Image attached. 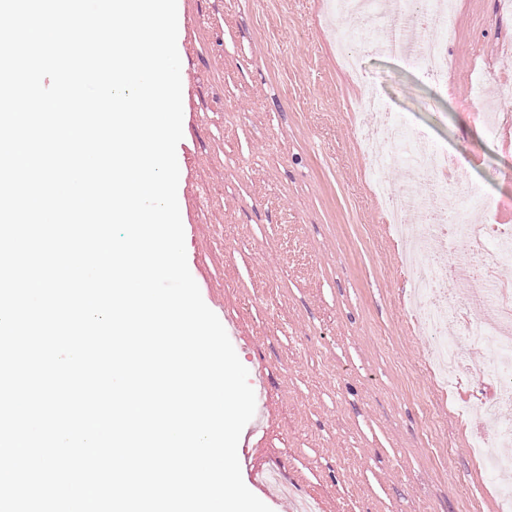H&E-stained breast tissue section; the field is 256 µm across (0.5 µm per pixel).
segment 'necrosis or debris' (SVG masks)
<instances>
[{
	"instance_id": "4bbe7bcc",
	"label": "necrosis or debris",
	"mask_w": 512,
	"mask_h": 512,
	"mask_svg": "<svg viewBox=\"0 0 512 512\" xmlns=\"http://www.w3.org/2000/svg\"><path fill=\"white\" fill-rule=\"evenodd\" d=\"M333 16H349L334 29L346 67L365 86L356 102L353 136L371 173L395 165L404 171L396 188L376 179L373 193L383 220L405 243L403 257L416 287L407 309L429 340L431 355L449 386L493 378L495 386L462 410L483 417L472 440L501 477L512 475V225L480 224L471 210L482 196L468 185L457 197L459 166L447 149L401 120L367 88L362 55L379 53L440 77L448 72V23L454 0H332ZM451 248L446 263H430L431 243Z\"/></svg>"
}]
</instances>
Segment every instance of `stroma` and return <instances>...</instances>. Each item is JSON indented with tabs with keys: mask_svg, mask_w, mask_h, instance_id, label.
Wrapping results in <instances>:
<instances>
[{
	"mask_svg": "<svg viewBox=\"0 0 512 512\" xmlns=\"http://www.w3.org/2000/svg\"><path fill=\"white\" fill-rule=\"evenodd\" d=\"M324 0H179L188 85L176 150L187 264L206 281L256 408L238 458L272 512H497L498 487L403 315L412 280L352 136L361 92ZM512 9L457 0L443 81L378 54L362 69L483 188L477 221L512 222V144L482 105L512 113ZM444 417L432 433L429 412ZM278 466L287 491L263 475ZM476 119L480 123L483 133L490 139L498 140L508 129L511 130L512 115L509 113H495L491 118L489 112H478Z\"/></svg>",
	"mask_w": 512,
	"mask_h": 512,
	"instance_id": "1",
	"label": "stroma"
}]
</instances>
